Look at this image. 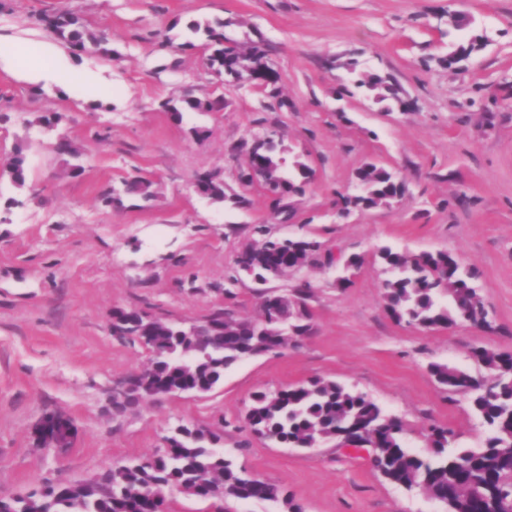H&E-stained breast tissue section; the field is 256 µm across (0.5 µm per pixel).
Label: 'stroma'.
I'll list each match as a JSON object with an SVG mask.
<instances>
[{"label":"stroma","instance_id":"obj_1","mask_svg":"<svg viewBox=\"0 0 512 512\" xmlns=\"http://www.w3.org/2000/svg\"><path fill=\"white\" fill-rule=\"evenodd\" d=\"M61 11L111 36V56L60 53L112 95L82 96L0 68V162L23 151L29 185L19 190L0 171V494L92 479L154 453L185 424L220 430L236 463L281 485L302 512H441L335 441L282 447L254 435L245 415L255 392L321 377L398 418L413 452L427 453L436 427L451 429L458 446L482 447L468 396L448 394L429 366L478 373L473 348L512 350V0H0V34L49 42L34 17ZM452 14L464 29H448ZM193 22L262 42L279 96L211 75L202 48L184 46ZM474 37L481 48L447 64L454 45ZM373 74L392 78L401 103L364 88L339 95ZM188 93L223 106L178 121L159 109ZM44 112L61 118L45 127ZM268 134L313 171L279 214L262 188L240 186L250 146ZM61 139L81 148L80 175L55 152ZM368 162L393 171L403 196L340 216L339 195L358 192L356 172ZM206 172L223 179L226 201L196 192ZM134 176L150 181L153 200L102 202L104 189L121 192ZM241 193L246 205H234ZM265 234L321 248L302 269L259 282L236 258ZM385 246L445 250L475 269L494 331L396 322L381 296ZM352 254L363 263L349 287H337ZM306 283L311 329L288 348L233 365L206 394L108 408L112 387L149 359L139 343L113 336V309L190 323L221 307L255 319L260 293L290 295ZM54 412L77 429L71 447L36 444L37 422ZM167 499L170 512H285L176 490Z\"/></svg>","mask_w":512,"mask_h":512}]
</instances>
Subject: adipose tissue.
<instances>
[{"instance_id": "ef3b65f1", "label": "adipose tissue", "mask_w": 512, "mask_h": 512, "mask_svg": "<svg viewBox=\"0 0 512 512\" xmlns=\"http://www.w3.org/2000/svg\"><path fill=\"white\" fill-rule=\"evenodd\" d=\"M0 63L8 65L17 74L35 80H55L71 91L87 96L101 94L97 81L80 71L66 69L57 50L41 42L0 37Z\"/></svg>"}]
</instances>
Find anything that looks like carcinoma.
Returning <instances> with one entry per match:
<instances>
[{
    "mask_svg": "<svg viewBox=\"0 0 512 512\" xmlns=\"http://www.w3.org/2000/svg\"><path fill=\"white\" fill-rule=\"evenodd\" d=\"M36 21L52 37L63 41L75 53L112 55L109 38L89 32L68 12L41 13ZM192 34L204 36L209 71L227 81L241 76V66L267 59L262 43L237 44L224 36V25H189ZM477 41L461 42L448 54L452 65L477 49ZM356 86L376 92V99H391L400 107L407 103L398 87L387 77L371 75ZM219 101L186 95L178 101L159 103L164 112L181 119L184 112H211ZM15 186L26 185L22 150L0 164ZM265 171L274 190L290 197L300 195L311 177L310 167L300 158L291 165L278 147L250 150L247 172ZM364 186L361 195L341 196L344 208L362 210L390 204L403 191L391 172L367 164L356 174ZM201 191L216 203L225 199L224 181L212 174L199 177ZM127 195L152 199L151 183L133 178L125 181ZM313 238H267L242 255L255 262L260 275L280 276L297 265H305L319 251ZM381 264L391 276L380 283L382 299L389 315L422 330L447 327L461 321H483L485 299L476 291L477 272L464 270L447 251L407 255L383 247ZM309 285L297 289L296 296L279 300L261 299L256 320L238 319L222 308L215 309L197 331L179 330L160 318L145 333L143 346L149 365L142 370L161 384L208 392L224 379V372L236 363L280 348L307 335L312 315L305 300ZM472 357L488 371L473 375L448 363H434L430 371L448 392L469 396L475 414L488 427L484 446L477 449L456 446L448 428L436 427L428 435L431 452L420 455L404 443L400 421L387 416L364 394L323 378L274 393L253 395L247 424L265 439L288 448H305L321 440L341 441L350 436L368 450V461L387 481L407 491L423 485L445 512H498L502 498L512 496V351L472 350ZM65 427L74 430L63 414L48 415L35 429V440ZM175 446L135 459L98 481L64 483L10 496L0 503V512H152L164 503L162 494L175 487L199 500L222 502L227 498L264 500L282 504L286 512H301L300 506L280 485L252 479L248 469L237 466L217 449L221 436L211 429H181L174 435Z\"/></svg>",
    "mask_w": 512,
    "mask_h": 512,
    "instance_id": "obj_1",
    "label": "carcinoma"
}]
</instances>
